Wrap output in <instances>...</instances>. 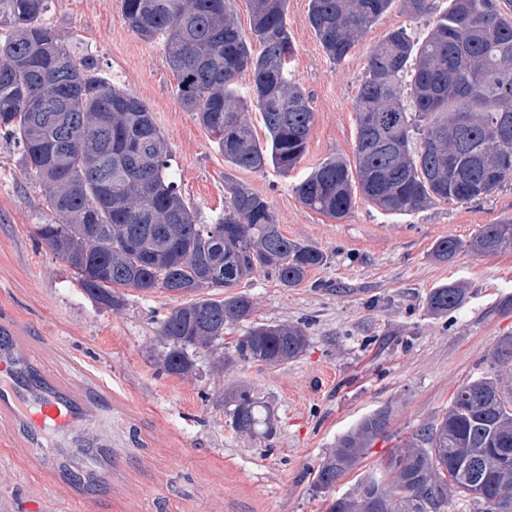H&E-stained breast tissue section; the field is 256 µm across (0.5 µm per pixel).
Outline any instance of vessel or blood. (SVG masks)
I'll return each mask as SVG.
<instances>
[{"instance_id":"vessel-or-blood-1","label":"vessel or blood","mask_w":512,"mask_h":512,"mask_svg":"<svg viewBox=\"0 0 512 512\" xmlns=\"http://www.w3.org/2000/svg\"><path fill=\"white\" fill-rule=\"evenodd\" d=\"M122 406L111 385L89 369L69 376L50 369L15 323H0V433L21 434L28 448L57 441L65 464L47 476L59 488L71 490L68 472L74 469L84 473L86 482H110L113 496H120L127 458L115 450L106 460L91 461L83 450L98 443L86 429L89 417H108Z\"/></svg>"}]
</instances>
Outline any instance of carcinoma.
I'll return each instance as SVG.
<instances>
[{"instance_id":"obj_1","label":"carcinoma","mask_w":512,"mask_h":512,"mask_svg":"<svg viewBox=\"0 0 512 512\" xmlns=\"http://www.w3.org/2000/svg\"><path fill=\"white\" fill-rule=\"evenodd\" d=\"M394 2L310 0L309 22L340 63ZM402 2L412 17H429L431 29L423 39L393 30L370 51L354 103L355 161L329 158L295 186L304 206L334 219L359 195L409 214L437 201H477L512 181V79H498L512 75V0H448L443 11L436 0ZM50 6L0 0V136L17 144L20 165L44 189L53 219L42 239L101 304L119 306L122 288L184 299L160 323L170 374L190 372L198 350L224 367L296 360L308 339L290 324H252L224 352V329L249 321L253 303L212 289L259 271L292 288L326 255L286 237L269 201L245 184L230 188L213 223H200L149 108L102 76L94 56L70 51L45 22ZM287 13L288 0H252L247 37L229 0H122L123 21L161 43L181 106L225 162L252 172L293 170L314 122L288 71ZM245 71L251 83L242 96L236 81ZM253 109L268 133L263 143L247 120ZM464 248L512 249V220L483 225L466 245L440 239L433 256L450 261ZM466 297L448 283L433 289L427 308L446 314ZM224 413L242 436L273 433L270 407L249 387L224 396ZM390 425L387 408L361 418L319 466L314 489L325 492L359 467ZM450 496L474 512H512V336L499 338L490 370L461 385L440 420L399 443L382 472L334 499L329 512H447Z\"/></svg>"}]
</instances>
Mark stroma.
I'll use <instances>...</instances> for the list:
<instances>
[{"instance_id":"stroma-1","label":"stroma","mask_w":512,"mask_h":512,"mask_svg":"<svg viewBox=\"0 0 512 512\" xmlns=\"http://www.w3.org/2000/svg\"><path fill=\"white\" fill-rule=\"evenodd\" d=\"M309 0H288L290 71L315 113L300 165L232 168L210 135L175 95L162 47L142 40L122 20L121 0H52L46 22L76 55H93L101 72L149 108L168 141L183 198L211 223L229 186L240 183L270 203L283 234L327 256L301 285L268 273L239 287L254 304L255 323L301 326L309 345L281 366H214L195 357L192 374L167 373L159 325L178 303L157 290H126L121 307L92 300L38 234L50 212L38 185L18 164V149L0 138V318L15 322L37 348L65 350L50 366H83L110 380L132 401L128 416L98 417L93 434L108 447L143 460L125 482L122 512H328L336 497L367 474L406 436L436 421L468 379L489 368L499 337L512 334V251L460 252L434 260L435 243L469 241L486 224L512 220V181L483 199L438 202L419 212L388 214L358 199L336 220L305 207L295 185L324 160L354 156V102L371 49L392 30L428 32L401 5L381 16L341 63L328 59L308 19ZM461 281L467 298L442 316L428 313L431 289ZM249 385L276 419L268 437H244L227 424L224 392ZM381 407L392 414L388 437L363 464L325 493L313 490L319 464L337 439ZM79 512L58 487L0 446V512Z\"/></svg>"}]
</instances>
